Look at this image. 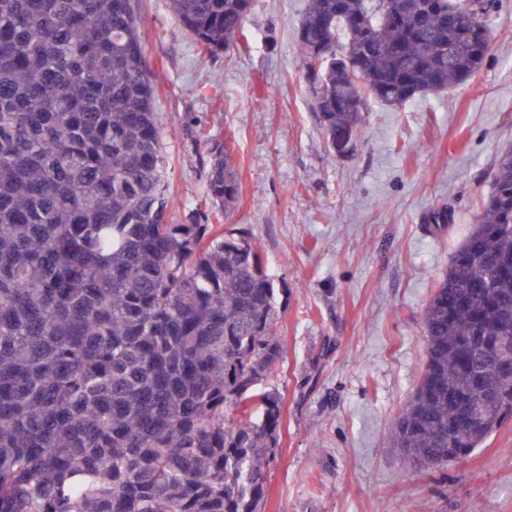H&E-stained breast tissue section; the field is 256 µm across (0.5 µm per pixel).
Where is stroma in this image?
Here are the masks:
<instances>
[{"mask_svg":"<svg viewBox=\"0 0 512 512\" xmlns=\"http://www.w3.org/2000/svg\"><path fill=\"white\" fill-rule=\"evenodd\" d=\"M308 0H253L247 44L210 56L168 0H131L156 86L174 223L205 211L214 145L241 183L225 229L280 289L283 397L265 512H512V420L447 467L406 468L394 417L424 366L422 315L512 148V0L481 72L391 109L367 99L346 155L329 148L296 30ZM448 211L451 224L432 214Z\"/></svg>","mask_w":512,"mask_h":512,"instance_id":"1","label":"stroma"}]
</instances>
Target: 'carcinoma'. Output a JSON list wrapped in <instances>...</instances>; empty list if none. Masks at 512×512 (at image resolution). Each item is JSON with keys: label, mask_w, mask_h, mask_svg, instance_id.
Instances as JSON below:
<instances>
[{"label": "carcinoma", "mask_w": 512, "mask_h": 512, "mask_svg": "<svg viewBox=\"0 0 512 512\" xmlns=\"http://www.w3.org/2000/svg\"><path fill=\"white\" fill-rule=\"evenodd\" d=\"M253 0H170L209 54ZM482 0H310L303 74L331 148L356 108L474 77ZM130 0H0V512H264L282 398L275 280L227 217L229 145L210 211L174 224L169 158ZM421 377L392 447L449 466L512 419V150L424 311ZM227 407L247 410L236 422Z\"/></svg>", "instance_id": "obj_1"}]
</instances>
